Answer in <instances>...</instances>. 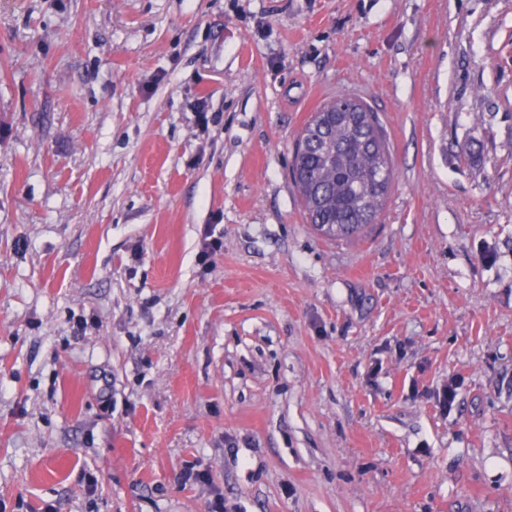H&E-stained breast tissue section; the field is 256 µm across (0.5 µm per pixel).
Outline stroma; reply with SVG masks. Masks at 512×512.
<instances>
[{"mask_svg": "<svg viewBox=\"0 0 512 512\" xmlns=\"http://www.w3.org/2000/svg\"><path fill=\"white\" fill-rule=\"evenodd\" d=\"M0 512H512V0H0ZM291 178L318 232L358 237L382 210L394 180L378 113L349 94L322 104L297 136Z\"/></svg>", "mask_w": 512, "mask_h": 512, "instance_id": "1", "label": "stroma"}]
</instances>
